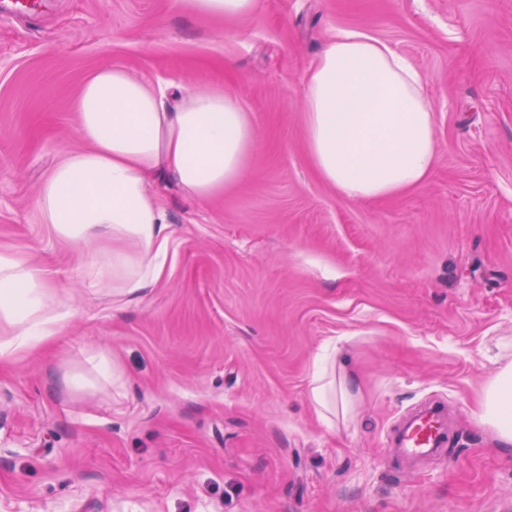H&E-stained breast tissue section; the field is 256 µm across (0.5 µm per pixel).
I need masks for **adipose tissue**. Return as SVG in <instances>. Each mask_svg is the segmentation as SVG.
I'll return each mask as SVG.
<instances>
[{"label":"adipose tissue","mask_w":512,"mask_h":512,"mask_svg":"<svg viewBox=\"0 0 512 512\" xmlns=\"http://www.w3.org/2000/svg\"><path fill=\"white\" fill-rule=\"evenodd\" d=\"M303 136L318 176L356 200L396 197L424 183L439 154L434 108L422 74L390 45L340 31L302 81ZM82 145L41 181L35 204L53 235L84 252V282L139 306L161 279L172 226L158 184L205 202L234 186L254 156L255 125L233 92L145 82L103 67L74 103ZM76 314L52 272L21 253L0 252V361L66 339ZM71 377L124 388L110 352L85 356ZM323 417L356 412L359 382L346 363L323 357L310 390ZM501 448L512 447V361L484 387L473 411Z\"/></svg>","instance_id":"ef3b65f1"}]
</instances>
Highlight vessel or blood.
<instances>
[{
  "label": "vessel or blood",
  "instance_id": "obj_1",
  "mask_svg": "<svg viewBox=\"0 0 512 512\" xmlns=\"http://www.w3.org/2000/svg\"><path fill=\"white\" fill-rule=\"evenodd\" d=\"M447 439V416L437 405L412 417L396 440L398 454L409 462L435 454Z\"/></svg>",
  "mask_w": 512,
  "mask_h": 512
}]
</instances>
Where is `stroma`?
Here are the masks:
<instances>
[{
    "instance_id": "obj_1",
    "label": "stroma",
    "mask_w": 512,
    "mask_h": 512,
    "mask_svg": "<svg viewBox=\"0 0 512 512\" xmlns=\"http://www.w3.org/2000/svg\"><path fill=\"white\" fill-rule=\"evenodd\" d=\"M406 55L436 106L429 179L390 199L340 195L303 141L305 71L335 30ZM224 85L257 142L204 204L161 189L168 267L145 304L89 294L36 189L81 144L83 81ZM59 274L79 314L66 344L0 366V512H512V451L472 414L512 356V0H259L253 20L187 0H45L0 20V252ZM104 348L127 396L50 387ZM337 349L358 416L330 428L309 398ZM428 403L444 452L405 468L388 444Z\"/></svg>"
}]
</instances>
